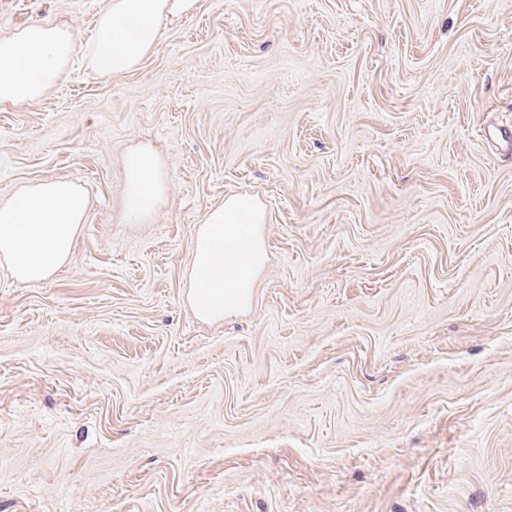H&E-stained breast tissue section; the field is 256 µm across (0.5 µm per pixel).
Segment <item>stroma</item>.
<instances>
[{
	"label": "stroma",
	"instance_id": "obj_1",
	"mask_svg": "<svg viewBox=\"0 0 512 512\" xmlns=\"http://www.w3.org/2000/svg\"><path fill=\"white\" fill-rule=\"evenodd\" d=\"M107 0H0V33ZM512 0H199L105 76L0 107V197L90 198L0 269V512H512ZM147 146L167 195L124 212ZM265 213L249 307L187 302L206 211ZM167 189V174L157 154L148 147L130 151L125 167L124 205L131 224L150 221ZM87 192L48 178L0 199V268L20 282H42L71 262L89 209Z\"/></svg>",
	"mask_w": 512,
	"mask_h": 512
}]
</instances>
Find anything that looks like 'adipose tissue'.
<instances>
[{
    "instance_id": "obj_1",
    "label": "adipose tissue",
    "mask_w": 512,
    "mask_h": 512,
    "mask_svg": "<svg viewBox=\"0 0 512 512\" xmlns=\"http://www.w3.org/2000/svg\"><path fill=\"white\" fill-rule=\"evenodd\" d=\"M198 0H108L84 51L105 75L137 69L159 45L162 21L189 13ZM76 49L71 25L46 23L0 36V105L39 99ZM167 174L150 148L130 151L124 205L130 223L157 213ZM89 209L87 192L73 182L48 178L0 199V268L21 282H41L71 262ZM264 213L249 196H232L210 208L195 233L188 302L204 320L237 314L251 297L253 274L265 259L258 232Z\"/></svg>"
}]
</instances>
